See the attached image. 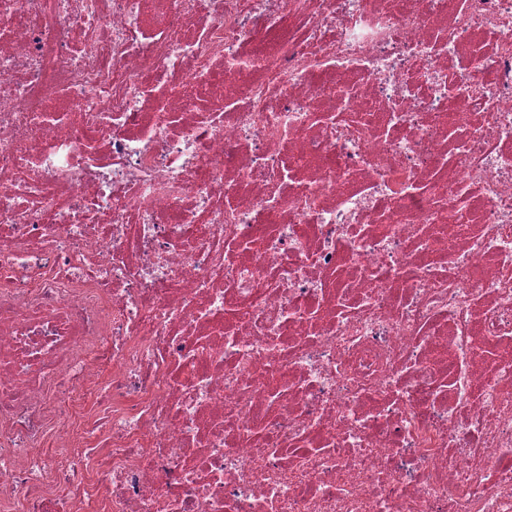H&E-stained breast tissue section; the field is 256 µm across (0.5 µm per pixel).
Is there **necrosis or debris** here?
I'll use <instances>...</instances> for the list:
<instances>
[{
    "mask_svg": "<svg viewBox=\"0 0 512 512\" xmlns=\"http://www.w3.org/2000/svg\"><path fill=\"white\" fill-rule=\"evenodd\" d=\"M0 512H512V0H0Z\"/></svg>",
    "mask_w": 512,
    "mask_h": 512,
    "instance_id": "4bbe7bcc",
    "label": "necrosis or debris"
}]
</instances>
